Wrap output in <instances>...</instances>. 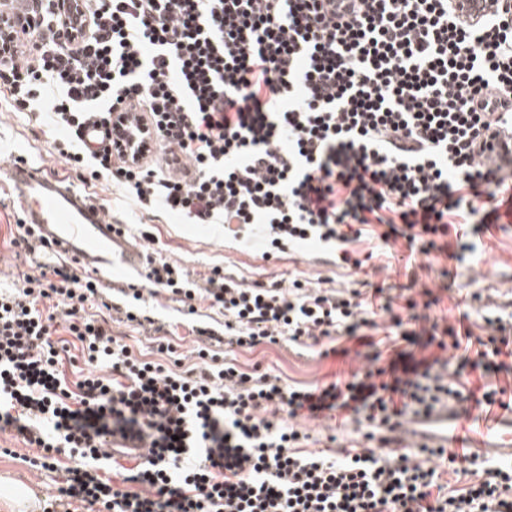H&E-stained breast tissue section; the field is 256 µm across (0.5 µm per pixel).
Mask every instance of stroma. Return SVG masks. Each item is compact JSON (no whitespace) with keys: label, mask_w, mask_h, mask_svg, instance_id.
<instances>
[{"label":"stroma","mask_w":512,"mask_h":512,"mask_svg":"<svg viewBox=\"0 0 512 512\" xmlns=\"http://www.w3.org/2000/svg\"><path fill=\"white\" fill-rule=\"evenodd\" d=\"M52 132L47 118L35 119L16 112L0 111V165L22 158L42 165L58 176H67L64 161L50 154ZM110 211L130 224L132 234L149 232L152 244L146 252L180 262L193 279L207 275L218 266L245 282H266L284 279L322 277L331 280L333 287L346 286L353 280L366 284V293L385 289L387 294L403 295L410 284L438 291L439 302L429 314L438 319L458 317L457 301L461 294L478 291L498 303L512 300V223L493 224L481 233L478 248L472 260L457 263L447 255L426 257L416 255L412 264H405L408 251L404 239L382 241V226L366 232L360 249L374 250L373 268L353 271L333 264L320 263L315 245L307 244L287 250L277 258L263 260L252 238L235 239L220 224H186L162 209L147 212L105 181L91 186ZM20 206L7 181H0V287L13 284L15 249L10 244L11 229L21 219ZM226 359L240 370L261 365L290 385L329 383L347 377L350 371L362 368L363 359L323 358L316 351L286 343L261 346L253 350L237 349ZM36 449L17 439L13 432L0 429V478L32 489L35 501L29 512H42L44 503L56 495L62 478L61 470L70 466L67 455H59L57 471H35L28 464L36 456Z\"/></svg>","instance_id":"stroma-1"}]
</instances>
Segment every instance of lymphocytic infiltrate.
<instances>
[{
  "label": "lymphocytic infiltrate",
  "mask_w": 512,
  "mask_h": 512,
  "mask_svg": "<svg viewBox=\"0 0 512 512\" xmlns=\"http://www.w3.org/2000/svg\"><path fill=\"white\" fill-rule=\"evenodd\" d=\"M451 0H0V95L45 112L52 155L83 184L105 179L140 208L191 224H227L280 250L305 242L360 270L367 224L409 251L475 253V236L512 217V0L477 20ZM99 136L86 141L88 129ZM197 312L195 367L168 326L131 301L158 297ZM421 288L401 308L357 288L276 280L246 284L212 268L189 279L148 257L138 280L108 286L73 261L37 263L0 291V429L38 448L35 469L66 468L51 507L98 512H512V462H463L406 424L433 426L462 402L488 408L512 378V313L432 320ZM171 364L146 360L123 327ZM386 328L382 356L373 339ZM75 336L89 373L62 383L59 331ZM367 367L347 380L292 387L261 366L238 370L225 349L281 342ZM474 339V353L461 352ZM459 350L456 369L445 354ZM347 414L358 452L329 433L307 449L294 418ZM137 463L120 482L108 460ZM465 476L463 486L444 473Z\"/></svg>",
  "instance_id": "1"
}]
</instances>
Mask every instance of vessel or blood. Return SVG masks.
<instances>
[{"mask_svg": "<svg viewBox=\"0 0 512 512\" xmlns=\"http://www.w3.org/2000/svg\"><path fill=\"white\" fill-rule=\"evenodd\" d=\"M0 174L12 184L25 223L34 225L62 255L77 259L82 268L118 279L140 270L144 251L118 235L103 210L46 168L15 162L0 169ZM458 419L459 428L440 440L449 452L472 458L482 453L485 437L504 428L508 434L498 452L512 457V408L497 405L475 413L464 407Z\"/></svg>", "mask_w": 512, "mask_h": 512, "instance_id": "1", "label": "vessel or blood"}]
</instances>
